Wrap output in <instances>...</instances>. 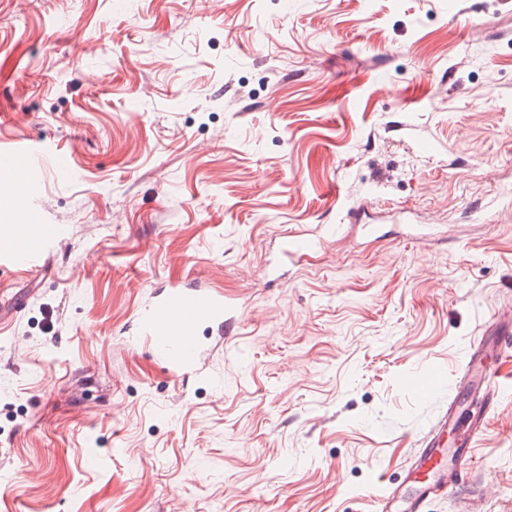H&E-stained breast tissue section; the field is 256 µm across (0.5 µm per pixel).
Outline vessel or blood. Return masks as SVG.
Listing matches in <instances>:
<instances>
[{
  "label": "vessel or blood",
  "instance_id": "vessel-or-blood-1",
  "mask_svg": "<svg viewBox=\"0 0 512 512\" xmlns=\"http://www.w3.org/2000/svg\"><path fill=\"white\" fill-rule=\"evenodd\" d=\"M0 173L8 176L16 192L35 194L41 182V170L32 152L24 143L0 149ZM0 235L9 237L10 246L0 251V260L26 267L41 261L46 249L58 236L56 228L43 227L39 236L30 239L16 238L10 227L0 228ZM227 303L207 292L172 288L157 299L138 317V341L145 344L154 356L174 371L191 370L200 347L199 327L202 322L223 316ZM512 351V339L494 344L479 342L473 347L462 384H469L479 364L489 353L505 354ZM485 413L462 415L458 404L448 409V423L466 433L479 435L485 424ZM470 469V457L466 452L447 456L440 445L439 433H432L425 448L419 449L407 478L418 494L411 501L408 512H419L424 499L430 493L456 487Z\"/></svg>",
  "mask_w": 512,
  "mask_h": 512
}]
</instances>
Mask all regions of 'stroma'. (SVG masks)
<instances>
[{
    "instance_id": "35a3bbf8",
    "label": "stroma",
    "mask_w": 512,
    "mask_h": 512,
    "mask_svg": "<svg viewBox=\"0 0 512 512\" xmlns=\"http://www.w3.org/2000/svg\"><path fill=\"white\" fill-rule=\"evenodd\" d=\"M21 141L68 166L0 181L63 230L0 265V512H374L512 318V0H0ZM173 285L235 323L185 375L135 340ZM485 364L505 396L425 512H512ZM507 338L508 342L505 341V344H503V340L500 344H491L480 340L479 343L473 347L470 353L469 361L460 383L464 386H467L470 383L479 364H481L482 360L487 356L488 353H493L496 351V354L502 355L511 352L512 339L509 337Z\"/></svg>"
}]
</instances>
